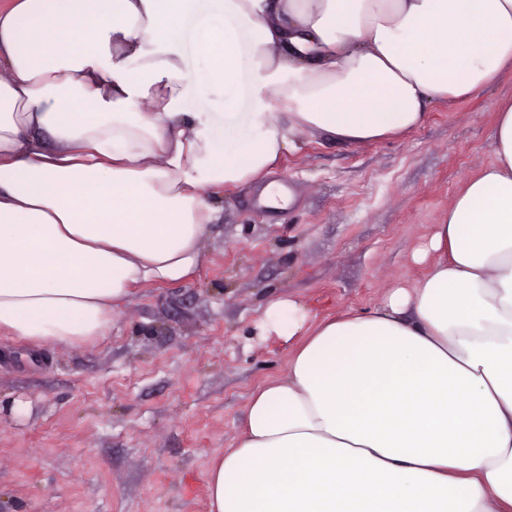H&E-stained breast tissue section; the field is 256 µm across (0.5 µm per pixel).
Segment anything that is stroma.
<instances>
[{
	"mask_svg": "<svg viewBox=\"0 0 512 512\" xmlns=\"http://www.w3.org/2000/svg\"><path fill=\"white\" fill-rule=\"evenodd\" d=\"M512 72L478 95L430 101L408 135L350 145L304 131L255 185L213 199L220 220L192 279L150 284L92 348L0 338V512H208L204 473L234 447L251 392L281 375L256 323L272 297L321 315L366 312L424 274L413 252L464 181L493 159Z\"/></svg>",
	"mask_w": 512,
	"mask_h": 512,
	"instance_id": "35a3bbf8",
	"label": "stroma"
}]
</instances>
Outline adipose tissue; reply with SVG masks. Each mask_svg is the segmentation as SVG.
<instances>
[{
  "label": "adipose tissue",
  "instance_id": "obj_1",
  "mask_svg": "<svg viewBox=\"0 0 512 512\" xmlns=\"http://www.w3.org/2000/svg\"><path fill=\"white\" fill-rule=\"evenodd\" d=\"M508 68L512 0H0V336L96 345L295 134L402 136ZM492 140L410 286L267 303L288 367L209 461V512H512V101Z\"/></svg>",
  "mask_w": 512,
  "mask_h": 512
}]
</instances>
